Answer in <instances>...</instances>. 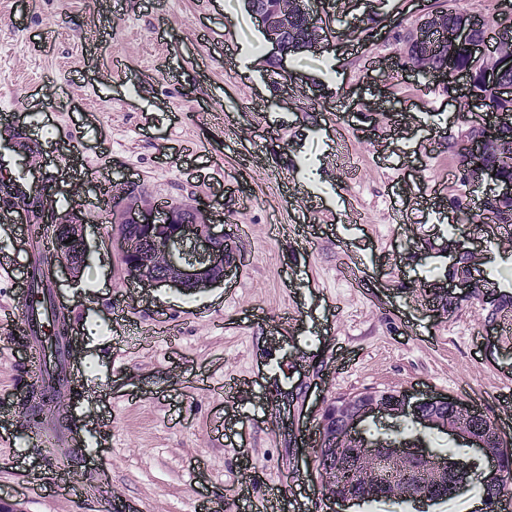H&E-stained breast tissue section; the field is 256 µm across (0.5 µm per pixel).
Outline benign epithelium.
<instances>
[{"label": "benign epithelium", "instance_id": "obj_1", "mask_svg": "<svg viewBox=\"0 0 512 512\" xmlns=\"http://www.w3.org/2000/svg\"><path fill=\"white\" fill-rule=\"evenodd\" d=\"M489 39L471 46L482 55L490 52L504 68L512 66V48ZM465 88L457 81H448V94L453 98L458 121L468 125V130L479 132L476 142L489 141L488 122L480 119L484 110L478 105L463 107L461 100ZM139 192L135 181L112 187V200L120 204ZM3 213L26 225L37 221L43 213L42 199L37 194H16L3 202ZM207 210L199 205L171 208L158 218V210L130 206L124 211L127 227L116 238L118 255L127 275L144 288H174L182 292H202L224 282V276L235 262V253L224 234L216 233L213 225L206 223ZM57 248L53 260L71 277L89 259L90 247L80 224H59L56 228ZM449 283L459 289L461 296L484 293L485 281L474 270L472 263H453ZM362 397H370L367 407L358 412L350 411L342 417L330 405H325L319 426V436L329 432L337 440L349 445L360 470L363 490L358 493H329V498L346 512L352 506L374 499L400 500L417 510L441 502L448 493H466L470 478L482 474L512 471V454L503 448H491L486 443L460 430L452 438L473 449L468 461L442 459L429 448L422 436H415L410 444H379L363 436L362 423L369 418L390 416L414 421L422 428L443 429L440 414L457 413L464 403L446 396L424 395L409 392L365 390ZM390 467L399 477V483L376 481L383 467Z\"/></svg>", "mask_w": 512, "mask_h": 512}]
</instances>
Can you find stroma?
Here are the masks:
<instances>
[{
	"label": "stroma",
	"mask_w": 512,
	"mask_h": 512,
	"mask_svg": "<svg viewBox=\"0 0 512 512\" xmlns=\"http://www.w3.org/2000/svg\"><path fill=\"white\" fill-rule=\"evenodd\" d=\"M478 0L376 4L361 46L275 53L246 0H0V111L16 114L58 221L84 226L91 254L73 279L52 278L74 334L80 445L48 456L22 398L28 341L10 315L14 280L0 279V499L15 512H245L269 485L308 477L304 512L322 479L298 454L305 429L339 396L376 389L462 400L502 423L512 404V336L487 338L481 297H459L440 268L453 262L445 200L459 157L442 133L456 112L430 77L393 71L405 41L433 11L466 14ZM249 63L224 46L226 22ZM95 30L87 39V30ZM53 40H46V33ZM295 74L283 83L281 72ZM350 107L352 154L328 164L336 130L325 114ZM222 109V127L210 113ZM399 122H389V115ZM234 138L226 149L225 138ZM317 169L321 214L309 249L271 238L290 207L269 166ZM134 180L150 205L217 202L236 262L222 285L183 293L130 284L112 239L120 210L98 220L101 187ZM358 261L356 285L338 273ZM296 327L273 331L284 311ZM247 379L233 407L219 387ZM279 401V413L267 409ZM258 480L242 490V468ZM69 471L70 496L34 495V478Z\"/></svg>",
	"instance_id": "35a3bbf8"
}]
</instances>
